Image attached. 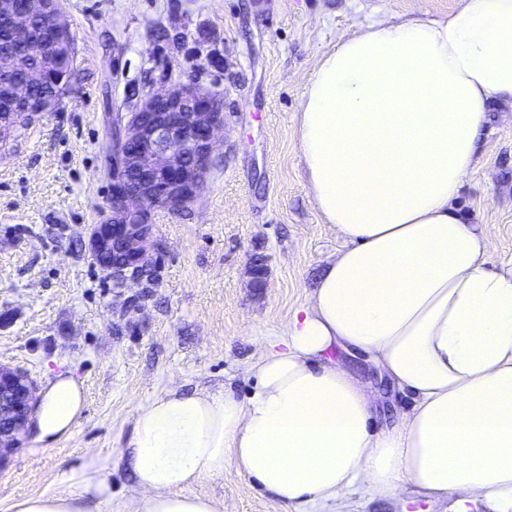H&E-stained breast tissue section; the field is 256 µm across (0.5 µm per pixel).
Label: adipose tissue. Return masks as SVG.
I'll return each mask as SVG.
<instances>
[{"mask_svg":"<svg viewBox=\"0 0 512 512\" xmlns=\"http://www.w3.org/2000/svg\"><path fill=\"white\" fill-rule=\"evenodd\" d=\"M512 104V0L447 16L376 20L308 77L297 114L308 191L345 242L278 342L246 373L249 396L174 390L141 405L127 442L142 496L118 512H221L191 486L232 469L290 512H350L405 488L454 512H512V268L455 205L491 101ZM365 355L408 398L375 422L371 389L329 356ZM85 407L56 376L32 431L51 446ZM12 512H85L69 490Z\"/></svg>","mask_w":512,"mask_h":512,"instance_id":"1","label":"adipose tissue"}]
</instances>
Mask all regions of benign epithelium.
I'll list each match as a JSON object with an SVG mask.
<instances>
[{
  "mask_svg": "<svg viewBox=\"0 0 512 512\" xmlns=\"http://www.w3.org/2000/svg\"><path fill=\"white\" fill-rule=\"evenodd\" d=\"M0 19L9 22L10 39L35 51L39 68L27 79L13 81V71L24 64L21 53L0 58L3 82L11 84L15 101L30 99L32 86L56 73L59 46L72 42L62 19L59 0H0ZM223 124L219 99L194 81L179 82L168 91L140 97L121 124L112 150L111 220L94 225L91 248L98 264L123 286L138 281L158 250L151 212L162 207L179 210L193 202L205 181L213 150V135ZM18 123L12 112H0V143L14 137ZM250 274L255 288L264 287L266 261L252 258ZM0 470L21 447L37 407V386L29 375L0 366Z\"/></svg>",
  "mask_w": 512,
  "mask_h": 512,
  "instance_id": "7a95c632",
  "label": "benign epithelium"
}]
</instances>
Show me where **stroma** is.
Listing matches in <instances>:
<instances>
[{
  "mask_svg": "<svg viewBox=\"0 0 512 512\" xmlns=\"http://www.w3.org/2000/svg\"><path fill=\"white\" fill-rule=\"evenodd\" d=\"M458 0H61L75 73L58 111L38 116L0 147V365L37 387L56 375L82 383L86 408L53 447L27 434L0 471V512L13 500L82 493L87 512H116L135 493L121 448L138 407L172 388L231 387L247 397V363L305 300L342 248L307 190L296 112L319 58L369 21L433 19ZM180 36L173 45L172 36ZM220 95L205 183L180 211L155 209L165 250L146 286L119 287L90 250L108 221L112 132L132 111V91L162 75ZM457 205L492 242L493 268L512 264V107L495 104ZM263 257L256 288L248 271ZM378 392L377 417L392 425L395 395L364 357L331 351ZM103 482L85 492L88 476ZM224 512H285L248 478L195 486ZM352 512H449L445 501L403 491L356 498Z\"/></svg>",
  "mask_w": 512,
  "mask_h": 512,
  "instance_id": "35a3bbf8",
  "label": "stroma"
}]
</instances>
